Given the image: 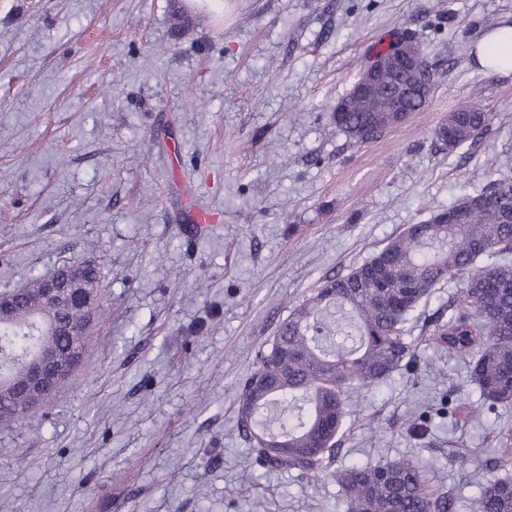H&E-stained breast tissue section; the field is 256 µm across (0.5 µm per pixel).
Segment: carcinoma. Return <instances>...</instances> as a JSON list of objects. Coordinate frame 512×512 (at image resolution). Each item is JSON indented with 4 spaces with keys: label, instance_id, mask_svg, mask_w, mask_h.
<instances>
[{
    "label": "carcinoma",
    "instance_id": "cac0c4a2",
    "mask_svg": "<svg viewBox=\"0 0 512 512\" xmlns=\"http://www.w3.org/2000/svg\"><path fill=\"white\" fill-rule=\"evenodd\" d=\"M428 100L403 97L398 77L387 75L375 93L351 98L347 112L330 118L356 144H367L402 124L404 113ZM488 117L470 102L448 115L434 137L452 152L472 140ZM81 288L63 302L41 301L43 276L13 290L18 308L0 322V428L30 414L21 385L26 358L41 346L61 357L86 355L90 328L86 299L103 278L99 266L80 261ZM459 281L448 319L429 322L428 340L461 357L468 381L489 412L512 404V181L494 180L458 205L408 225L361 265L323 281L281 323L271 349L241 385L238 424L256 461L269 472L317 478L337 460L345 441L346 397L372 391L400 370L415 369L408 324L435 289ZM74 335H60L57 325ZM288 439V453L265 442ZM494 466H512V427L499 432ZM481 468L459 463L464 484L479 488V512H512V478L487 480ZM341 488L339 512H456L455 488H433L411 458L342 465L333 471Z\"/></svg>",
    "mask_w": 512,
    "mask_h": 512
}]
</instances>
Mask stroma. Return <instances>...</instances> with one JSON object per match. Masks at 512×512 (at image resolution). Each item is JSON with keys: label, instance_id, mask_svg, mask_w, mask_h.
Returning a JSON list of instances; mask_svg holds the SVG:
<instances>
[{"label": "stroma", "instance_id": "1", "mask_svg": "<svg viewBox=\"0 0 512 512\" xmlns=\"http://www.w3.org/2000/svg\"><path fill=\"white\" fill-rule=\"evenodd\" d=\"M180 2L0 0V292L75 260L105 274L80 377L0 431V512H334L330 475L253 463L241 383L323 280L512 179V74L472 55L512 0H224L179 27ZM403 35L430 102L355 144L329 106ZM470 100L489 122L447 152L434 132ZM187 185L219 223L184 219ZM424 336L415 370L351 392L341 462L413 458L478 512L455 460L493 456L512 405L481 409L462 359ZM451 389L454 419L435 413Z\"/></svg>", "mask_w": 512, "mask_h": 512}]
</instances>
